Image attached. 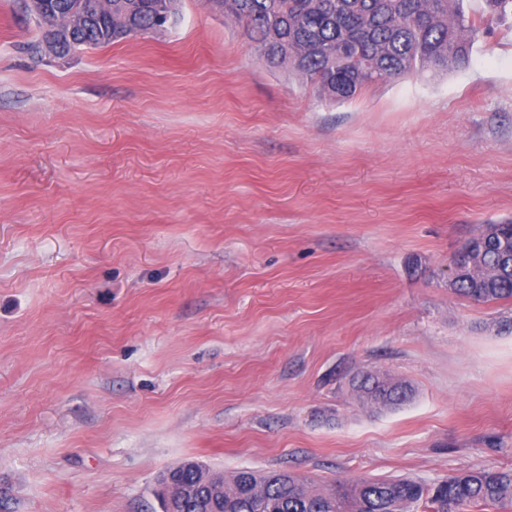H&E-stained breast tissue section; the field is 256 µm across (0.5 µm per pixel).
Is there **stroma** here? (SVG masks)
Segmentation results:
<instances>
[{
    "mask_svg": "<svg viewBox=\"0 0 512 512\" xmlns=\"http://www.w3.org/2000/svg\"><path fill=\"white\" fill-rule=\"evenodd\" d=\"M0 0V512H161L168 469L313 487L512 467V16L468 67L322 100L223 13L34 58ZM410 381L377 409L362 373ZM503 242L510 250H503ZM512 224H500L495 239L471 237L459 250L460 265L469 267L474 258L479 259L480 269L486 274L465 273L453 291L477 303H490L512 298ZM478 252L470 258L472 252Z\"/></svg>",
    "mask_w": 512,
    "mask_h": 512,
    "instance_id": "stroma-1",
    "label": "stroma"
}]
</instances>
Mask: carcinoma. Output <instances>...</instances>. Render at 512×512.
<instances>
[{
  "mask_svg": "<svg viewBox=\"0 0 512 512\" xmlns=\"http://www.w3.org/2000/svg\"><path fill=\"white\" fill-rule=\"evenodd\" d=\"M178 0H112V16L92 7L75 40L100 47L164 31ZM512 13V0H224V17L263 50L273 65L286 64L324 97L344 102L365 88L404 75L449 72L469 65L473 46L493 19ZM512 224L495 238L471 237L459 250L470 266L477 252L486 273H466L453 291L477 303L512 298ZM359 400L392 409L413 386L387 375L362 374ZM512 512V468L466 469L425 483L409 478L338 481L329 492L284 470H242L224 481V497L209 512ZM187 499L179 512H203Z\"/></svg>",
  "mask_w": 512,
  "mask_h": 512,
  "instance_id": "obj_1",
  "label": "carcinoma"
}]
</instances>
